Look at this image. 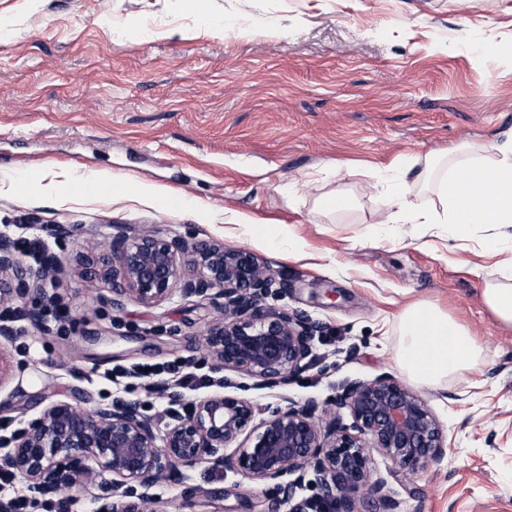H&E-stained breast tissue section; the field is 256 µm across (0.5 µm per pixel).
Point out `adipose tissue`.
Masks as SVG:
<instances>
[{"label":"adipose tissue","mask_w":512,"mask_h":512,"mask_svg":"<svg viewBox=\"0 0 512 512\" xmlns=\"http://www.w3.org/2000/svg\"><path fill=\"white\" fill-rule=\"evenodd\" d=\"M458 145V157L439 174V205L421 208L408 199L404 181L385 185L391 224H434L445 234L466 237L477 227H492L484 238L489 253L512 250V238L501 230L512 226V145L500 150L497 158L467 163ZM481 348L471 331L438 306L416 301L400 315V344L397 362L415 383L434 386L462 376L480 359Z\"/></svg>","instance_id":"obj_1"}]
</instances>
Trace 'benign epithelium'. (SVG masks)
Wrapping results in <instances>:
<instances>
[{
  "mask_svg": "<svg viewBox=\"0 0 512 512\" xmlns=\"http://www.w3.org/2000/svg\"><path fill=\"white\" fill-rule=\"evenodd\" d=\"M81 266L85 277L109 286L115 311L128 300L151 307L177 293L214 300L224 316L207 330L208 353L262 386H284L309 366L319 323L303 312L257 311V302L279 284L249 251L210 239L189 245L177 236L115 224L110 248L83 257ZM41 274L0 236V304L24 297ZM15 335L0 326V385L11 371L5 343ZM342 409L351 423H343ZM447 445L428 402L382 373L345 383L333 413L315 399L285 398L258 409L245 398L213 391L174 416L161 434L133 400L113 407L55 402L15 437L10 456L15 472L40 493L72 487L99 468L112 476L114 493L124 498L138 487L140 501L147 502L162 476L221 463L267 485L272 512L287 504L289 512H395L394 491L373 477V453L415 474L441 461ZM310 473L317 492L297 502Z\"/></svg>",
  "mask_w": 512,
  "mask_h": 512,
  "instance_id": "1",
  "label": "benign epithelium"
}]
</instances>
